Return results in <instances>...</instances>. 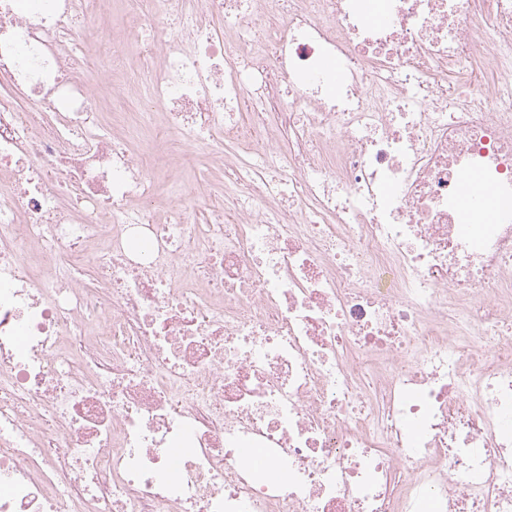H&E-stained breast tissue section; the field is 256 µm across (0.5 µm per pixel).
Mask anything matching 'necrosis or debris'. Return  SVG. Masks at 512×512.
Segmentation results:
<instances>
[{"label": "necrosis or debris", "instance_id": "4bbe7bcc", "mask_svg": "<svg viewBox=\"0 0 512 512\" xmlns=\"http://www.w3.org/2000/svg\"><path fill=\"white\" fill-rule=\"evenodd\" d=\"M124 2L0 0V512H512V0ZM149 56L203 224L92 133ZM182 173L190 172L205 181L210 188L209 197L196 206V220L203 224L206 219L205 209L209 205L230 206V199L224 200V171L216 167L207 157V151L186 148L178 159Z\"/></svg>", "mask_w": 512, "mask_h": 512}]
</instances>
